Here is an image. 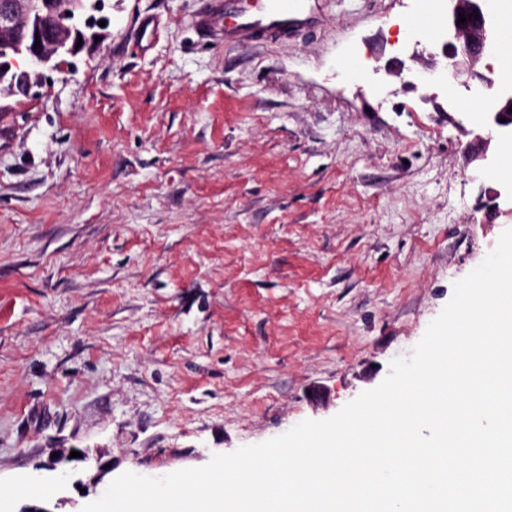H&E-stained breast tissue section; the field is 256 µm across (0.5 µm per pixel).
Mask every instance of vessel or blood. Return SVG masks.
<instances>
[{
	"mask_svg": "<svg viewBox=\"0 0 512 512\" xmlns=\"http://www.w3.org/2000/svg\"><path fill=\"white\" fill-rule=\"evenodd\" d=\"M224 41L285 40L310 22L306 0H221Z\"/></svg>",
	"mask_w": 512,
	"mask_h": 512,
	"instance_id": "vessel-or-blood-1",
	"label": "vessel or blood"
}]
</instances>
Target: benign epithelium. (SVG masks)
Here are the masks:
<instances>
[{
	"label": "benign epithelium",
	"instance_id": "7a95c632",
	"mask_svg": "<svg viewBox=\"0 0 512 512\" xmlns=\"http://www.w3.org/2000/svg\"><path fill=\"white\" fill-rule=\"evenodd\" d=\"M444 27L441 65L431 69L432 80L453 99L456 87L476 80L493 87L491 79L477 70L492 48L490 0H449ZM105 0H0V100L30 95L46 74L76 67L75 58L107 36L110 23L103 14ZM466 23L457 24L459 15ZM39 47H34L35 40ZM25 68L17 71L19 61ZM476 138L488 142L512 130V93H502L478 120Z\"/></svg>",
	"mask_w": 512,
	"mask_h": 512
}]
</instances>
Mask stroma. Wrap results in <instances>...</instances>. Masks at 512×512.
Here are the masks:
<instances>
[{"mask_svg": "<svg viewBox=\"0 0 512 512\" xmlns=\"http://www.w3.org/2000/svg\"><path fill=\"white\" fill-rule=\"evenodd\" d=\"M210 2L107 0L101 48L0 112V512L334 416L512 228L420 0L239 46Z\"/></svg>", "mask_w": 512, "mask_h": 512, "instance_id": "35a3bbf8", "label": "stroma"}]
</instances>
